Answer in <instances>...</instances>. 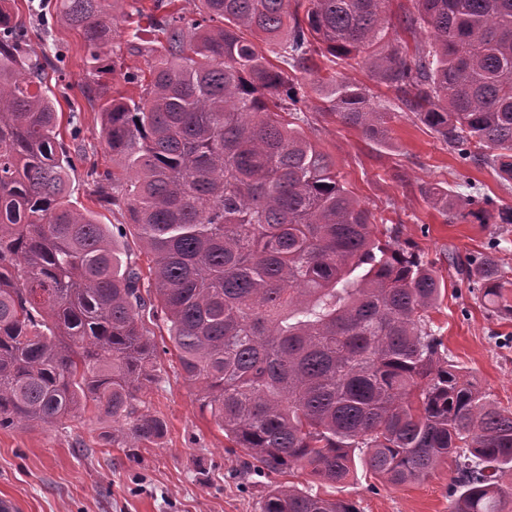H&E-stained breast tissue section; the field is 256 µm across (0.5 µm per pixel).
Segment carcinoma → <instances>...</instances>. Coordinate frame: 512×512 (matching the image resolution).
I'll use <instances>...</instances> for the list:
<instances>
[{"instance_id": "1", "label": "carcinoma", "mask_w": 512, "mask_h": 512, "mask_svg": "<svg viewBox=\"0 0 512 512\" xmlns=\"http://www.w3.org/2000/svg\"><path fill=\"white\" fill-rule=\"evenodd\" d=\"M57 0L82 32L84 62L124 73L138 96L101 100L112 168L91 169L94 201L124 207L150 256L122 265L113 232L70 200L80 151L57 133L45 86L56 55L0 2V429L53 426L92 406L107 439L156 444L141 408L155 371L145 313H161L184 377L236 448L262 468L308 470L320 485L356 462L390 486L455 465L451 512H512V409L441 351L430 314L444 280L398 229L379 227L336 159L300 130L308 92L368 141L410 112L463 163L512 180V0ZM304 13H299L300 8ZM147 19L142 27L140 19ZM131 27L114 43L119 23ZM359 59L381 98L335 72L315 44ZM424 194L449 222L512 208L471 183ZM456 266L469 292L512 315V278L483 254ZM260 512H359L277 484Z\"/></svg>"}]
</instances>
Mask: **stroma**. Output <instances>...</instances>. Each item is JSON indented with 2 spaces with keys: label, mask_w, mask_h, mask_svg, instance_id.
<instances>
[{
  "label": "stroma",
  "mask_w": 512,
  "mask_h": 512,
  "mask_svg": "<svg viewBox=\"0 0 512 512\" xmlns=\"http://www.w3.org/2000/svg\"><path fill=\"white\" fill-rule=\"evenodd\" d=\"M50 39L66 50L64 78L48 74L56 109L69 113L82 104L78 144L85 156L70 174L79 206L95 211L101 223L124 224L116 240L121 258L147 267L149 259L125 225L118 208H98L88 175L112 162L98 138V103H86L95 81L83 61V38L64 23H54ZM100 84L133 94L121 75L106 74ZM318 95L308 99L304 133L336 159V168L349 190L387 226L398 228L400 241L416 247L434 263L446 283L439 312L433 320L452 358L492 398L512 407V316L504 317L477 302L467 288L457 287L449 256L459 260L495 247L494 257L512 272V224H484L476 217L447 222L423 189L431 184L456 187L470 181L512 206V182L505 184L488 166L462 163L420 122L401 117L392 124L389 145L365 141L360 132L324 114ZM149 338L157 347L153 382L141 395L149 413L166 424L158 444L123 448L104 444L107 425L94 410L65 424L0 430V498L16 504L15 512H260L270 486L292 483L309 486L307 471L275 474L258 470L243 449L233 447L210 412L199 407L200 391L185 379L169 340L163 317L148 318ZM453 464L432 477L389 487L365 469L347 482L327 488V495L356 503L360 512H448V485Z\"/></svg>",
  "instance_id": "1"
}]
</instances>
